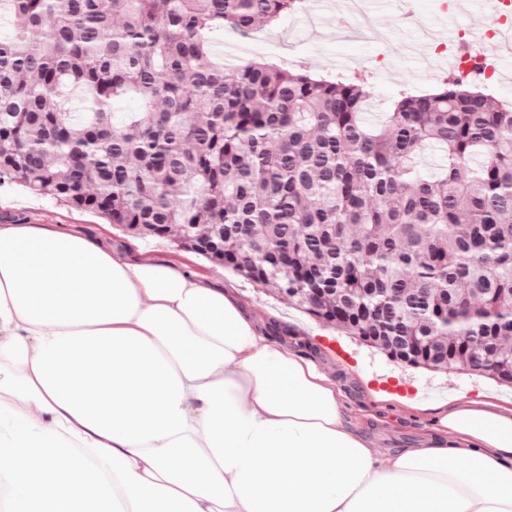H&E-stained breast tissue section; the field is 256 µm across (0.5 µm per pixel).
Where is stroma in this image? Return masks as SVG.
<instances>
[{"instance_id":"stroma-1","label":"stroma","mask_w":512,"mask_h":512,"mask_svg":"<svg viewBox=\"0 0 512 512\" xmlns=\"http://www.w3.org/2000/svg\"><path fill=\"white\" fill-rule=\"evenodd\" d=\"M366 8L376 15V28L354 21L339 26L341 0H318L312 12H296L247 36L228 28L216 33L214 41L236 45L234 60L238 63L257 59L305 66L322 75H336L346 67L365 74L375 112L401 89L425 91L447 77L438 57L424 62L411 48L432 28L443 27L454 34L469 30L467 17L443 12L442 0H415L420 24L413 27L404 22L398 0H367ZM4 220L83 234L113 246L127 258L173 264L231 292L258 321L275 322V329L268 333L271 340L288 341L335 381L347 421L380 450L394 452L415 446L433 432L444 402L452 397L465 403L492 394L500 407L512 409V388L463 373H430L399 366L288 306L271 290L224 271L196 253L176 248L170 241L132 237L96 213L5 184L0 186V222ZM427 387L434 393L426 397L422 391Z\"/></svg>"}]
</instances>
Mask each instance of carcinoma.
I'll use <instances>...</instances> for the list:
<instances>
[{
	"label": "carcinoma",
	"instance_id": "1",
	"mask_svg": "<svg viewBox=\"0 0 512 512\" xmlns=\"http://www.w3.org/2000/svg\"><path fill=\"white\" fill-rule=\"evenodd\" d=\"M299 4L0 0V185L169 239L394 361L512 385V105L450 77L372 123L357 78L214 60L211 34Z\"/></svg>",
	"mask_w": 512,
	"mask_h": 512
}]
</instances>
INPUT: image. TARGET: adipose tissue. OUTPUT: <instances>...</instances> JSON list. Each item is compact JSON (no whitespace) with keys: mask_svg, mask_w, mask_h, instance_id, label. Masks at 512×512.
<instances>
[{"mask_svg":"<svg viewBox=\"0 0 512 512\" xmlns=\"http://www.w3.org/2000/svg\"><path fill=\"white\" fill-rule=\"evenodd\" d=\"M0 512H512V414L455 406L378 451L232 294L5 223Z\"/></svg>","mask_w":512,"mask_h":512,"instance_id":"1","label":"adipose tissue"}]
</instances>
